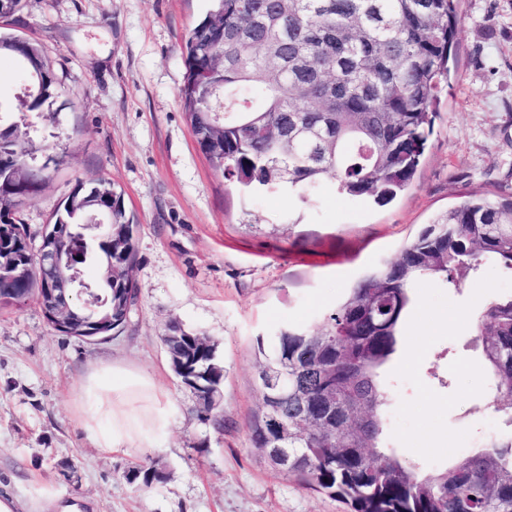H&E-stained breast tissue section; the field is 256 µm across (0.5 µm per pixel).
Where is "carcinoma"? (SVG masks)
Instances as JSON below:
<instances>
[{
  "mask_svg": "<svg viewBox=\"0 0 512 512\" xmlns=\"http://www.w3.org/2000/svg\"><path fill=\"white\" fill-rule=\"evenodd\" d=\"M459 0H212L185 36L186 74L179 96L199 150L245 193H279L309 201L324 181L338 193L392 201L413 182L432 126L460 25ZM27 74L31 92L14 107L0 101V265L26 270L39 287L35 254L20 217V195L35 196L61 152L36 142L29 126L3 123L16 109L33 112L57 94L58 78L42 50L0 34V55ZM112 213V241L94 239L85 215ZM69 225L63 242L78 272L101 263L112 295V328L135 304V218L112 182L79 181L54 213ZM512 271V195L470 197L425 225L399 258L360 280L324 321L290 324L258 342L254 447L277 448L286 472L343 500L350 512H512V436L492 437L445 468L408 465L382 448L389 396L378 370L396 351L410 286L422 276L458 287L483 259ZM169 353L186 358V376L204 372L222 387L224 365L211 340L170 324ZM487 363L485 406L512 419V298L489 302L476 327ZM336 389L327 419L318 400ZM129 479L146 486L154 467Z\"/></svg>",
  "mask_w": 512,
  "mask_h": 512,
  "instance_id": "obj_1",
  "label": "carcinoma"
}]
</instances>
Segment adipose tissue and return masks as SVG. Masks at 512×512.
Masks as SVG:
<instances>
[{
    "instance_id": "obj_1",
    "label": "adipose tissue",
    "mask_w": 512,
    "mask_h": 512,
    "mask_svg": "<svg viewBox=\"0 0 512 512\" xmlns=\"http://www.w3.org/2000/svg\"><path fill=\"white\" fill-rule=\"evenodd\" d=\"M170 398L148 374L119 365L100 368L81 384L77 408L92 445L103 451L149 442L168 419Z\"/></svg>"
}]
</instances>
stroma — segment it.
I'll return each mask as SVG.
<instances>
[{
  "mask_svg": "<svg viewBox=\"0 0 512 512\" xmlns=\"http://www.w3.org/2000/svg\"><path fill=\"white\" fill-rule=\"evenodd\" d=\"M210 0H23L0 29L38 44L60 85L25 113L36 138L68 154L26 202L31 234L50 223L76 181L121 190L138 226L137 303L111 337L57 331L36 301L0 307V499L35 498L78 512H348L276 469L254 448L257 340L287 323L321 322L346 288L398 258L438 214L472 193L512 192V0H460L462 23L433 131L415 178L386 205L324 183L310 202L242 195L201 153L178 95L180 45ZM396 353L385 442L405 460L444 466L512 428L484 409L488 389L473 327L512 296V271L485 259L460 288L418 279ZM208 336L224 363V428L193 410L161 338L170 321ZM121 364L155 377L173 406L146 447L87 441L72 397L92 371ZM155 464L161 481L128 478Z\"/></svg>",
  "mask_w": 512,
  "mask_h": 512,
  "instance_id": "1",
  "label": "stroma"
}]
</instances>
